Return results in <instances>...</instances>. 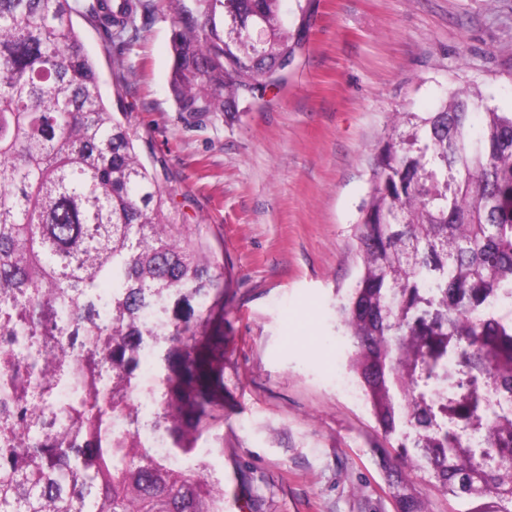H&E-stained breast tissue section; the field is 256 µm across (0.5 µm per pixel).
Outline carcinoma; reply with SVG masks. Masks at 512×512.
Returning <instances> with one entry per match:
<instances>
[{
	"mask_svg": "<svg viewBox=\"0 0 512 512\" xmlns=\"http://www.w3.org/2000/svg\"><path fill=\"white\" fill-rule=\"evenodd\" d=\"M180 118H235L303 39L281 0H167ZM150 0H0V512H224L189 455L223 422L224 270L180 220L122 96L104 101L74 17L113 40ZM481 115L478 130L470 117ZM358 224L339 307L351 371L398 456L475 512H512V112L471 90L402 114ZM158 313L156 330L145 322ZM164 350L144 418L140 353ZM401 512H422L404 488Z\"/></svg>",
	"mask_w": 512,
	"mask_h": 512,
	"instance_id": "obj_1",
	"label": "carcinoma"
}]
</instances>
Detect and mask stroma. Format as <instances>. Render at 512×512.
<instances>
[{"label": "stroma", "mask_w": 512, "mask_h": 512, "mask_svg": "<svg viewBox=\"0 0 512 512\" xmlns=\"http://www.w3.org/2000/svg\"><path fill=\"white\" fill-rule=\"evenodd\" d=\"M287 81L188 128L169 88L172 16L156 5L133 41L75 24L106 101L122 97L179 208L208 231L224 290L223 448L188 469L222 475L251 512H395L393 487L426 512H472L423 471L383 464L366 402L336 383L350 342L337 307L360 259L357 224L401 112L437 111L464 87L512 111V0H315Z\"/></svg>", "instance_id": "35a3bbf8"}]
</instances>
